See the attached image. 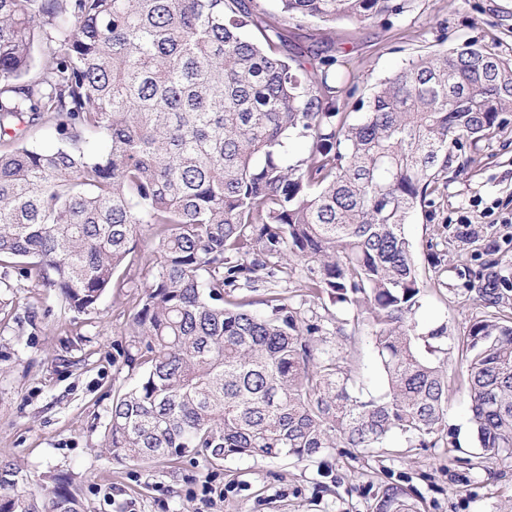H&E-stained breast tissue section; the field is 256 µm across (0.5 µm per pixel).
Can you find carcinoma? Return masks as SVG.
Returning a JSON list of instances; mask_svg holds the SVG:
<instances>
[{
    "label": "carcinoma",
    "mask_w": 512,
    "mask_h": 512,
    "mask_svg": "<svg viewBox=\"0 0 512 512\" xmlns=\"http://www.w3.org/2000/svg\"><path fill=\"white\" fill-rule=\"evenodd\" d=\"M0 0V267L95 309L143 280L101 451L312 458L325 448L449 445L448 373L412 316L428 282L405 227L431 206L462 139L512 124V58L473 43L408 61L338 120L336 58H313L288 20L402 15L409 0ZM38 76L27 78L37 39ZM49 130V147L31 144ZM306 149L296 155L288 142ZM147 226L157 256L134 237ZM440 275L447 254L427 245ZM313 296L366 324L387 379L348 391L319 355L321 326L288 305L295 265ZM263 290L259 300L240 291ZM464 293L483 314L457 339L479 449L512 452V280L497 262ZM265 306L263 314L252 311ZM0 458V512H84L60 478L37 498ZM379 512H408L389 487Z\"/></svg>",
    "instance_id": "carcinoma-1"
}]
</instances>
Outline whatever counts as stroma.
I'll return each instance as SVG.
<instances>
[{
	"mask_svg": "<svg viewBox=\"0 0 512 512\" xmlns=\"http://www.w3.org/2000/svg\"><path fill=\"white\" fill-rule=\"evenodd\" d=\"M302 45L333 44L336 79H354L357 96L433 45L472 42L512 58V0H412L391 23L342 20L332 26L289 23ZM429 214L406 226L420 272L432 278L426 242L448 254L442 286L427 289L414 320L417 334L445 327L448 430L452 446L326 448L313 458L118 461L102 453L112 398L131 374L128 325L140 286L113 288L96 310H70L54 290L17 275L0 288V457L43 495L57 476L80 490L85 512H378L382 491H403L412 512H512V454L479 456L470 421L466 365L452 347L481 316L458 296L464 272L497 261L512 277V127L466 146L454 160ZM468 223H460V216ZM285 295L308 317L320 316V351L349 370L354 396L381 395L386 376L368 327L329 297L314 298L293 274Z\"/></svg>",
	"mask_w": 512,
	"mask_h": 512,
	"instance_id": "obj_1",
	"label": "stroma"
}]
</instances>
